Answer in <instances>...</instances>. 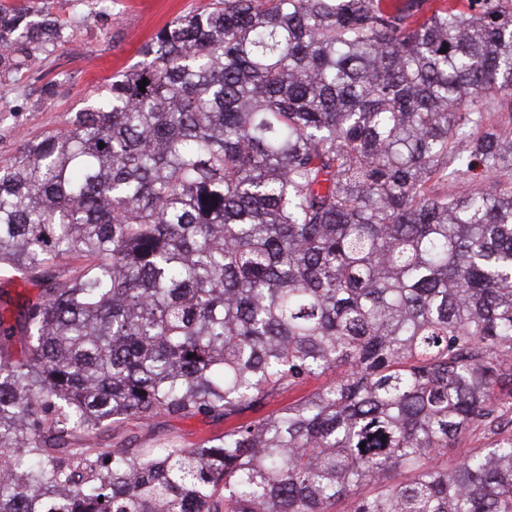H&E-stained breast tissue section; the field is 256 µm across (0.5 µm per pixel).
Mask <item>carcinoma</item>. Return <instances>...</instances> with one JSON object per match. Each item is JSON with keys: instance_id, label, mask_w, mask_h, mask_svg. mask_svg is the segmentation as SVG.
Wrapping results in <instances>:
<instances>
[{"instance_id": "carcinoma-1", "label": "carcinoma", "mask_w": 512, "mask_h": 512, "mask_svg": "<svg viewBox=\"0 0 512 512\" xmlns=\"http://www.w3.org/2000/svg\"><path fill=\"white\" fill-rule=\"evenodd\" d=\"M57 36L0 16V61ZM144 55L0 166L44 285L0 303V512H512V0H212ZM231 421L224 422V418L206 416L194 417H159L154 419L148 427L139 428L135 421H123L116 423L112 429L104 434L103 443H115L127 437L131 432L146 440L148 443L175 440L187 448L192 447L202 440L221 435L224 428ZM486 440L480 432H472L460 437L454 448L448 449V468L453 467L469 451L482 448Z\"/></svg>"}]
</instances>
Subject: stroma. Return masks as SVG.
I'll return each instance as SVG.
<instances>
[{
	"instance_id": "35a3bbf8",
	"label": "stroma",
	"mask_w": 512,
	"mask_h": 512,
	"mask_svg": "<svg viewBox=\"0 0 512 512\" xmlns=\"http://www.w3.org/2000/svg\"><path fill=\"white\" fill-rule=\"evenodd\" d=\"M210 0H0V12L55 16L61 37L27 57L0 80V165L25 140L66 127L84 99L106 79L140 64L143 47L177 16L205 9ZM220 418L159 417L147 427L116 423L105 435L114 443L137 433L151 443L175 440L192 447L221 435Z\"/></svg>"
}]
</instances>
